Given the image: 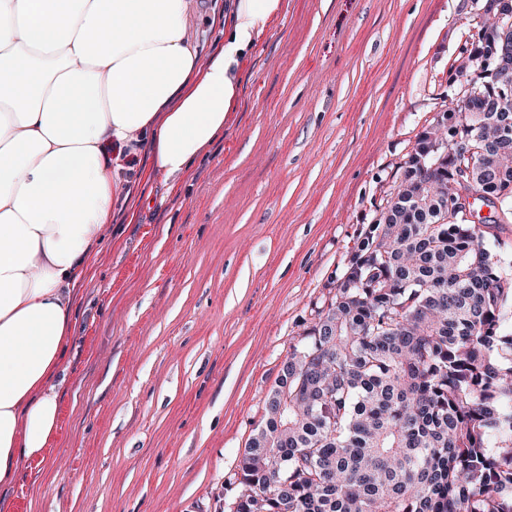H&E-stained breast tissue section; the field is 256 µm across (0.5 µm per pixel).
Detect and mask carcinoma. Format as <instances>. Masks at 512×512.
Segmentation results:
<instances>
[{"instance_id":"carcinoma-1","label":"carcinoma","mask_w":512,"mask_h":512,"mask_svg":"<svg viewBox=\"0 0 512 512\" xmlns=\"http://www.w3.org/2000/svg\"><path fill=\"white\" fill-rule=\"evenodd\" d=\"M460 54L453 107L292 346L228 512H512V260L483 244L512 216V91L487 64L512 58V21ZM462 181L499 212L455 208Z\"/></svg>"}]
</instances>
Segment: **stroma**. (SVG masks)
<instances>
[{"instance_id":"stroma-1","label":"stroma","mask_w":512,"mask_h":512,"mask_svg":"<svg viewBox=\"0 0 512 512\" xmlns=\"http://www.w3.org/2000/svg\"><path fill=\"white\" fill-rule=\"evenodd\" d=\"M201 55L224 0H195ZM479 0H288L222 137L126 186L78 289L69 382L0 512H224L292 345L460 80Z\"/></svg>"}]
</instances>
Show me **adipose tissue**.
<instances>
[{
	"label": "adipose tissue",
	"instance_id": "adipose-tissue-1",
	"mask_svg": "<svg viewBox=\"0 0 512 512\" xmlns=\"http://www.w3.org/2000/svg\"><path fill=\"white\" fill-rule=\"evenodd\" d=\"M287 9L226 0L203 58L189 0H0V488L55 430L77 288L122 184L179 177L223 135Z\"/></svg>",
	"mask_w": 512,
	"mask_h": 512
}]
</instances>
